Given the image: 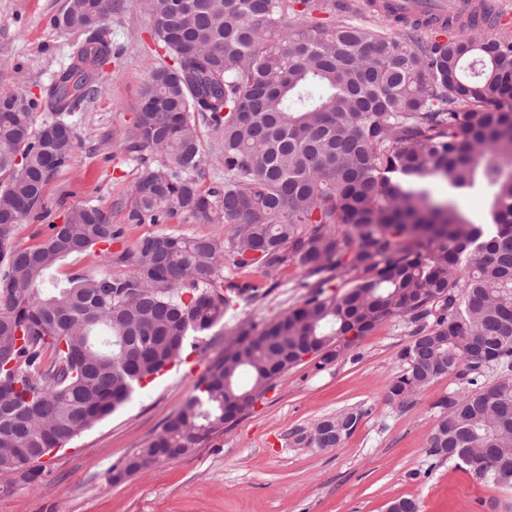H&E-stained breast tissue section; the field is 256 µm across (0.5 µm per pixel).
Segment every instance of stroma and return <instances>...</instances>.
<instances>
[{"label": "stroma", "mask_w": 512, "mask_h": 512, "mask_svg": "<svg viewBox=\"0 0 512 512\" xmlns=\"http://www.w3.org/2000/svg\"><path fill=\"white\" fill-rule=\"evenodd\" d=\"M105 23L114 56L110 79L86 111L74 117L80 144L68 168L46 186L44 221L18 225L17 248L37 244L64 208L92 202L136 241L157 233L187 237L231 234L227 224L192 220L126 224L112 200L136 172L123 165L108 135L128 129L148 77L141 45L150 23L140 0H118ZM65 0H0V96L39 93L67 61L76 35L54 26ZM270 294L228 311L207 336L204 351L184 357L134 393L111 416L45 458L41 477L0 492V512H386L389 501L415 499L419 512H507L512 490L488 485L467 467L431 464L429 438L438 400L466 385L440 378L406 403L387 399V386L406 369L400 357L411 324L392 319L360 338L350 353L325 366L306 361L285 373L264 401L229 429L211 434L188 456L110 484L112 468L158 434L193 395L196 382L224 355L238 323H268L304 298L301 272L288 266ZM346 409L363 416L332 450L295 441L298 431Z\"/></svg>", "instance_id": "stroma-1"}]
</instances>
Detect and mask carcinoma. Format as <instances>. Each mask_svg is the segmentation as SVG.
<instances>
[{"label": "carcinoma", "mask_w": 512, "mask_h": 512, "mask_svg": "<svg viewBox=\"0 0 512 512\" xmlns=\"http://www.w3.org/2000/svg\"><path fill=\"white\" fill-rule=\"evenodd\" d=\"M153 52L116 200L129 224L184 217L230 224L226 239L146 236L133 244L89 202L26 249L16 227L42 217L45 186L70 165L74 121L108 79L102 24L117 0H66L55 25L79 33L39 94L0 97V491L35 481L40 460L111 415L258 286L216 281L255 270L275 288L292 263L306 298L261 327L242 322L224 357L161 432L112 468L111 483L192 452L304 361L326 365L389 320L414 340L387 398L402 404L448 375L428 454L512 489V34L456 15L450 31L391 0H143ZM322 12L332 17L325 22ZM370 15L390 28L356 22ZM290 17L293 23L285 24ZM44 118L35 124L33 114ZM217 134L224 179L200 187L197 121ZM447 185L436 198L428 185ZM489 191L479 223L456 192ZM96 250L129 271L48 282L57 263ZM341 290L326 294L331 282ZM497 380L479 386L480 371ZM315 422L297 443L339 447L361 419Z\"/></svg>", "instance_id": "obj_1"}]
</instances>
